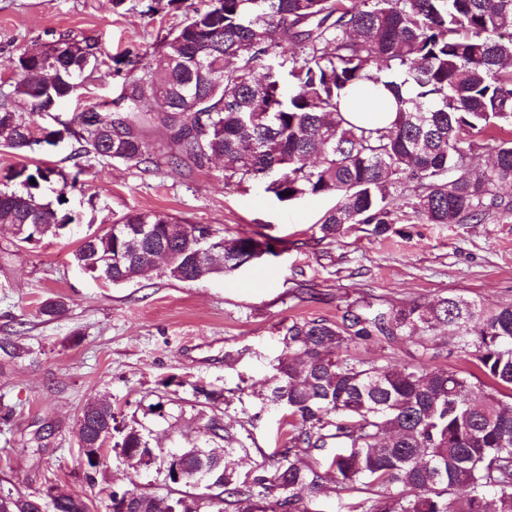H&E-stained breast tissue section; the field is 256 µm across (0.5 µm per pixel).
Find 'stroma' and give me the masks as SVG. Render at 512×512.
Returning a JSON list of instances; mask_svg holds the SVG:
<instances>
[{
    "instance_id": "1",
    "label": "stroma",
    "mask_w": 512,
    "mask_h": 512,
    "mask_svg": "<svg viewBox=\"0 0 512 512\" xmlns=\"http://www.w3.org/2000/svg\"><path fill=\"white\" fill-rule=\"evenodd\" d=\"M151 0H0V95L9 93L11 58L69 34L98 44L95 70L55 113H76L115 98L112 56L153 49L184 18V9ZM72 135L59 146L24 156L0 150V178L22 164L66 171L84 167L69 197L73 221L64 235L20 247L0 226V340L16 355L0 361V495H44L48 485L80 494L89 512H108L110 491L166 494L156 468L133 467L106 450L95 482L82 466L77 423L86 406L109 399L120 424L145 428L153 446L200 443L195 385L229 389L225 424L249 452L235 462L249 471L281 449L288 433L282 412L262 403L281 340L292 321L336 319L347 303L391 305L456 295L485 307L512 302V218L481 223L417 224L398 206L389 236L359 224L321 240L318 222L332 196L281 202L261 183L225 181L220 164L144 170L78 156ZM155 211L187 224H209L225 237L265 235L279 243L226 275L180 282L153 271L122 286L91 279L75 264L82 239L115 217ZM60 299L56 315L41 312ZM356 352L370 362H413L462 374L473 367L444 349L423 355L414 343L371 339ZM244 388L236 396L234 388Z\"/></svg>"
}]
</instances>
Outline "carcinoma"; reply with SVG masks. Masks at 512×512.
Wrapping results in <instances>:
<instances>
[{
	"label": "carcinoma",
	"instance_id": "carcinoma-1",
	"mask_svg": "<svg viewBox=\"0 0 512 512\" xmlns=\"http://www.w3.org/2000/svg\"><path fill=\"white\" fill-rule=\"evenodd\" d=\"M97 47L69 36L12 62V93L0 101V147L26 154L51 143L33 116L51 111L96 66ZM123 77L118 97L74 119L77 154L138 167H204L224 162V180L261 182L287 202L331 195L320 240L346 225L367 224L383 236L393 223L396 189L411 188L412 218L425 224L481 222L512 214V0H204L160 48L113 59ZM370 81L390 91L395 117L386 127L345 118L343 97ZM162 107L145 112L142 103ZM169 131L153 143L143 128ZM490 146L495 159L475 175L470 158ZM78 170L66 176L23 165L0 189V224H23L30 244L62 234L70 216L62 198L81 190ZM55 201L40 197L55 177ZM130 230H104L84 240L74 262L124 284L155 267L156 249L170 254L163 274L197 281L231 273L270 243L218 236L208 224H181L165 213H128ZM148 224L143 237L136 225ZM478 373L465 376L415 363H371L355 348L373 337L392 345L418 339L422 352L445 346L439 331ZM263 400L288 414L284 448L240 475L227 459L247 452L218 415L222 389L195 388L214 414L199 432L212 442L180 457L190 481L208 496L130 491L127 512H319L329 475L355 493L349 512H512V303L487 309L475 300L442 296L429 304L404 300L389 308L346 305L340 320L292 322L282 338ZM112 403L88 405L77 424L82 448H102L117 430ZM115 446L145 467L161 450L135 427ZM334 449L326 466L316 455ZM53 512H88L78 495L50 487ZM41 498L0 495V512H36Z\"/></svg>",
	"mask_w": 512,
	"mask_h": 512
}]
</instances>
